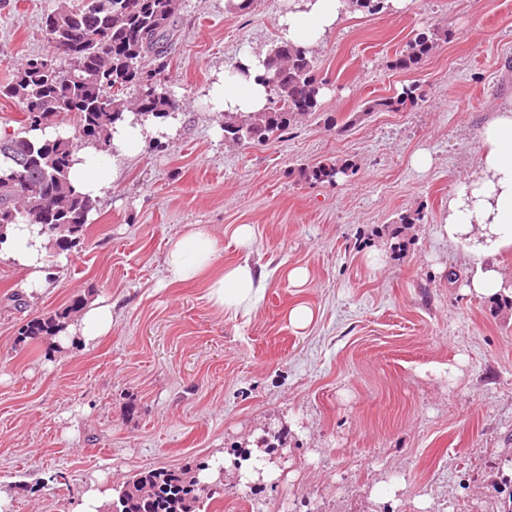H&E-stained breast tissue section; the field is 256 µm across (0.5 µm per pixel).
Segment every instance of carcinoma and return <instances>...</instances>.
I'll return each instance as SVG.
<instances>
[{
  "instance_id": "cac0c4a2",
  "label": "carcinoma",
  "mask_w": 512,
  "mask_h": 512,
  "mask_svg": "<svg viewBox=\"0 0 512 512\" xmlns=\"http://www.w3.org/2000/svg\"><path fill=\"white\" fill-rule=\"evenodd\" d=\"M179 0H90L79 9L65 3L44 21L47 41L70 43L72 67L62 71L44 57L27 60L15 79L0 85V98L22 103L21 130L0 139V225L25 221L38 224L54 249L77 247L88 229L95 202L76 192L68 172L78 135L84 143L106 150L109 131L122 119L124 96L135 92V109L144 120L167 116L176 100L164 89L168 43L176 31ZM449 33L432 28L418 33L396 54L392 68L417 70ZM268 107L262 112L224 114V139L237 145H258L279 138L316 115L322 83L315 74V57L303 46L283 41L266 53ZM410 84L391 97L366 102L353 115L357 121L372 112H399L422 97ZM72 123L74 136L34 141L32 130ZM350 171L347 165L319 164L302 170L315 182L332 181ZM79 298L63 313L28 321L21 340L48 342L63 329V319L77 312ZM201 468H155L130 476L117 499L102 512H198L208 485L197 478Z\"/></svg>"
}]
</instances>
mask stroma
<instances>
[{
    "label": "stroma",
    "instance_id": "1",
    "mask_svg": "<svg viewBox=\"0 0 512 512\" xmlns=\"http://www.w3.org/2000/svg\"><path fill=\"white\" fill-rule=\"evenodd\" d=\"M60 0H0V84L52 56L43 16ZM288 0L229 12L181 0L166 86L175 134L119 163L85 241L51 292L18 305L0 265V485L11 512H79L95 477L117 487L161 466L258 449L274 479L225 472L208 512H506L512 506V297L466 292L462 251L439 238L456 184L475 169L478 133L512 100V0H412L399 13L346 12L315 48L318 113L267 145L234 146L203 91L239 47L268 50ZM451 39L419 69L391 62L416 33ZM417 83L401 112L352 115ZM348 123L341 132L329 118ZM428 152L418 170L414 157ZM348 161L333 182L297 170ZM417 217L406 235L390 230ZM192 224L219 239L220 264L250 258L266 278L256 308H213L204 282L169 285L170 237ZM254 228L251 253L231 237ZM385 253L372 266L367 254ZM307 268L293 287L288 268ZM114 304L98 346L24 342L30 319L73 299ZM313 323L297 332L289 308Z\"/></svg>",
    "mask_w": 512,
    "mask_h": 512
}]
</instances>
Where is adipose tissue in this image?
<instances>
[{"instance_id":"obj_1","label":"adipose tissue","mask_w":512,"mask_h":512,"mask_svg":"<svg viewBox=\"0 0 512 512\" xmlns=\"http://www.w3.org/2000/svg\"><path fill=\"white\" fill-rule=\"evenodd\" d=\"M348 0H288L278 19L282 40L313 47L336 26ZM262 54L242 45L234 63L215 71L203 93L210 111L259 112L266 108L269 92L264 81ZM177 116L144 121L126 112L111 133L109 151L92 145L79 148L70 168V181L79 193L96 200L107 195L116 177V163L140 154L149 141L173 135ZM481 152L470 176L458 183L448 200L438 234L449 243L462 245L472 266L466 285L469 293L493 297L503 292L505 281L493 259L512 250V102L497 109L479 133ZM219 241L204 227L194 226L173 236L164 259L167 283L204 281L208 303L222 312L250 313L261 299L264 279L257 267L244 259L217 266ZM47 241L40 225H12L0 243V262L23 275L21 290L36 301L48 293L51 273L46 265ZM112 332V303L90 301L80 317L55 338L56 347L73 343L89 347Z\"/></svg>"}]
</instances>
